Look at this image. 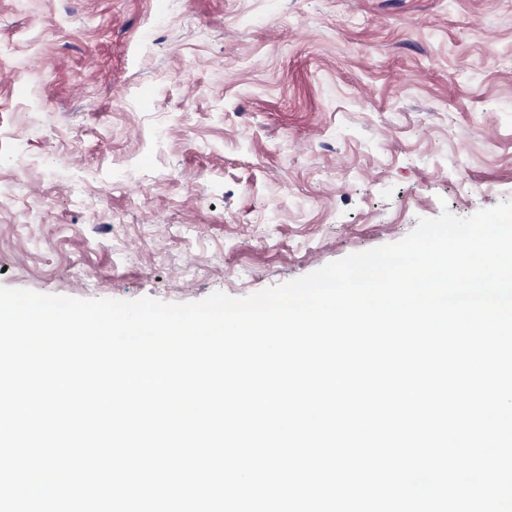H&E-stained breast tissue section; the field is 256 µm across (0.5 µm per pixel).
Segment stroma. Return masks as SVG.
Instances as JSON below:
<instances>
[{
  "label": "stroma",
  "instance_id": "1",
  "mask_svg": "<svg viewBox=\"0 0 512 512\" xmlns=\"http://www.w3.org/2000/svg\"><path fill=\"white\" fill-rule=\"evenodd\" d=\"M509 200L512 0H0V286L244 297Z\"/></svg>",
  "mask_w": 512,
  "mask_h": 512
}]
</instances>
